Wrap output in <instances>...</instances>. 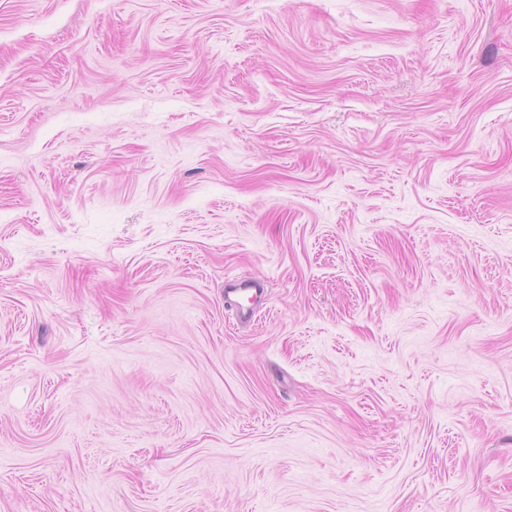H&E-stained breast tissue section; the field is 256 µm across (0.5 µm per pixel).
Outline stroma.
<instances>
[{
    "instance_id": "obj_1",
    "label": "stroma",
    "mask_w": 512,
    "mask_h": 512,
    "mask_svg": "<svg viewBox=\"0 0 512 512\" xmlns=\"http://www.w3.org/2000/svg\"><path fill=\"white\" fill-rule=\"evenodd\" d=\"M0 512H512V0H0Z\"/></svg>"
}]
</instances>
